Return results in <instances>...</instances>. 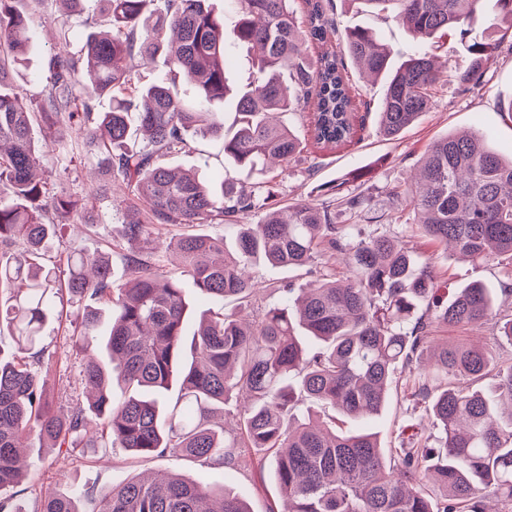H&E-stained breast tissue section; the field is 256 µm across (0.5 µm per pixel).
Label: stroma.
Here are the masks:
<instances>
[{
    "instance_id": "35a3bbf8",
    "label": "stroma",
    "mask_w": 512,
    "mask_h": 512,
    "mask_svg": "<svg viewBox=\"0 0 512 512\" xmlns=\"http://www.w3.org/2000/svg\"><path fill=\"white\" fill-rule=\"evenodd\" d=\"M333 13L339 28L364 26L375 30L381 43L391 50L393 63H401L422 51V44L399 24L370 12L349 9L344 0H334ZM96 13L67 15L59 0H45L33 15L27 38V65L17 80L18 91L27 104H37L49 90L47 62L59 37H66L72 52L83 53L86 44L99 27ZM437 65L449 80L441 87L436 101L418 121L393 140L379 132L377 115L372 108L384 94L381 83L360 73L352 78L358 87L359 99L371 103V110H358V131L353 143L327 154H320L316 145H308L301 161L289 163L277 177L276 190L281 205L301 199L321 201L324 187L342 184L344 192L364 199L369 216H351L337 208L336 221L358 224L367 235L385 233L403 238L408 244L435 258L437 269L447 272L448 285L459 288L480 280L497 287L496 266H472L456 252L426 244L408 223L412 213L396 201L394 192L406 183L411 170L420 161L433 141L454 133L473 132L502 155L512 154V52L500 51L478 85L463 91L450 77L465 70L469 58L456 38L434 53ZM319 157L318 166H311V157ZM169 166L192 170L209 176L222 168L224 156L219 142L195 139L190 152L168 158ZM44 178L49 184H65L76 196L91 199L95 221L91 224L67 226L55 238L46 255L48 263L67 273L73 250L102 253L108 257L112 276L121 282L131 275L127 263L130 253L146 249V242H128L120 237L119 217L129 203L126 193L117 191L98 195V170L90 151L77 142L74 134L61 133L45 151ZM83 301L73 299L59 306L57 314L44 328L43 358L51 365L47 395L56 410L66 412L85 404L83 368L87 354L74 345V335L81 329ZM336 424L349 430L365 428L377 433L383 444L396 443L403 431L421 427L423 434L434 433L430 418L412 411L403 392H391L381 414L367 421L337 417ZM27 468L20 485L8 488V495H22L29 512H34L35 490L57 489L79 494L82 512H98L102 495L112 486L132 476L150 472H175L198 475L209 472L225 486L241 494L252 512H269L277 498L273 481L272 459L264 452L253 453L247 465L238 468L204 467L203 464L165 455L144 461L121 448H45L32 441L26 451ZM94 491L84 494L86 484Z\"/></svg>"
}]
</instances>
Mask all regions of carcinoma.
<instances>
[{
    "label": "carcinoma",
    "instance_id": "carcinoma-1",
    "mask_svg": "<svg viewBox=\"0 0 512 512\" xmlns=\"http://www.w3.org/2000/svg\"><path fill=\"white\" fill-rule=\"evenodd\" d=\"M92 1L108 25L93 34L84 55L59 39L48 63L50 89L36 107L16 92L29 17L19 0H0V326L10 331L15 356H0V489L22 481L19 442L33 436L50 448L79 440L85 448H122L152 459L180 454L203 464L239 466L241 449L273 454L281 512H487L486 499L512 512V356L477 344L440 342L438 333L491 323L512 342V155L485 148L476 136L446 135L426 151L415 184L403 197L423 237L453 245L472 265L498 261L501 296L479 281L452 299L423 255L396 236L360 237L355 224L336 223V203L359 209L356 196L320 203L297 201L284 212L275 202L269 164L302 156L310 139L331 152L355 139L357 90L350 65L385 81L378 122L394 138L435 102L444 75L428 52L392 65L390 51L364 28L332 46L331 0H233L232 16L218 17L206 0H61L81 14ZM422 41L459 35L470 57L454 79L480 82L512 31V0H496L486 37L468 38L467 25L484 0H363ZM259 49L250 88L229 85L225 42ZM163 55L168 77L142 82L141 61ZM188 82L198 96L186 104L175 86ZM112 107L95 116L97 103ZM233 100L238 127L224 133L213 111ZM307 112L298 132L280 120ZM145 136L127 148L129 115ZM63 129L91 147L102 191L118 184L135 202L121 221L130 242L158 226L224 224L227 243L205 234L169 239L165 250L181 263L159 268L156 251L129 256L132 278L113 281L104 255L77 252L66 280L39 255L88 203L62 183L36 176L42 149ZM221 140V153L251 173L250 182L219 173L205 182L167 166L163 157L192 149L189 135ZM264 212L253 224L242 215ZM327 252L345 255L342 267L322 265L305 288L272 287L280 302L259 305L247 268L304 267ZM507 262H502V258ZM232 298L254 310L203 317L190 345L183 326L189 303L183 288ZM8 290L3 297L1 292ZM67 291L88 301L81 345L99 320L96 304L111 311L100 358L83 371L87 406L58 414L45 386L50 367L35 366L55 298ZM491 381L465 391L458 381ZM179 395L164 410L173 381ZM404 381L408 401L433 417L434 439L384 446L367 430L336 431L297 409L332 406L352 419L377 416ZM126 391L117 396L113 385ZM249 403L236 426L224 427L235 394ZM40 512H80L78 496L48 494ZM99 512H252L239 494L201 477L150 473L112 487Z\"/></svg>",
    "mask_w": 512,
    "mask_h": 512
}]
</instances>
